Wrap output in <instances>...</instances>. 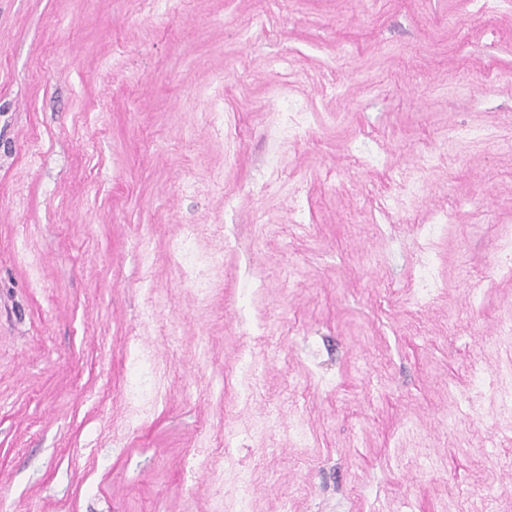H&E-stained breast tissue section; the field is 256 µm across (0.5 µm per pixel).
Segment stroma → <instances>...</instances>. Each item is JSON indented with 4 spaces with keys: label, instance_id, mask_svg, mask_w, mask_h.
Wrapping results in <instances>:
<instances>
[{
    "label": "stroma",
    "instance_id": "stroma-1",
    "mask_svg": "<svg viewBox=\"0 0 512 512\" xmlns=\"http://www.w3.org/2000/svg\"><path fill=\"white\" fill-rule=\"evenodd\" d=\"M263 7L0 0V512H238L245 473L251 512H512V413L460 405L512 360V277L475 307L460 267L512 234V6L272 0L245 41ZM286 97L316 113L288 144ZM186 234L182 239L171 246V251L178 270L185 273L197 263V257L193 251L194 227L188 225Z\"/></svg>",
    "mask_w": 512,
    "mask_h": 512
}]
</instances>
